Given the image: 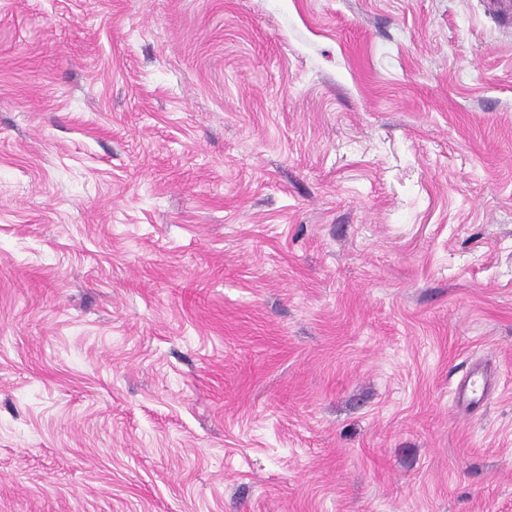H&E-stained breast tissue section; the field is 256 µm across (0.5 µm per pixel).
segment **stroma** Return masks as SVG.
Returning a JSON list of instances; mask_svg holds the SVG:
<instances>
[{
	"label": "stroma",
	"mask_w": 512,
	"mask_h": 512,
	"mask_svg": "<svg viewBox=\"0 0 512 512\" xmlns=\"http://www.w3.org/2000/svg\"><path fill=\"white\" fill-rule=\"evenodd\" d=\"M0 512H512V24L0 0Z\"/></svg>",
	"instance_id": "1"
}]
</instances>
